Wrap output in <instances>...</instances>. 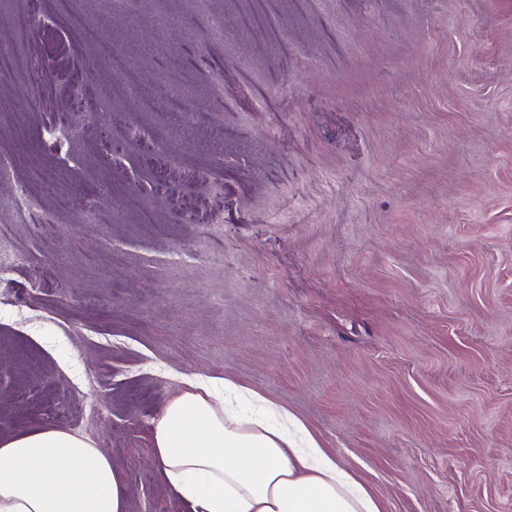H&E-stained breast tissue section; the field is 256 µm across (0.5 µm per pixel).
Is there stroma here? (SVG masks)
<instances>
[{
  "label": "stroma",
  "instance_id": "1",
  "mask_svg": "<svg viewBox=\"0 0 512 512\" xmlns=\"http://www.w3.org/2000/svg\"><path fill=\"white\" fill-rule=\"evenodd\" d=\"M37 2L29 37L0 0V437L79 432L125 512H192L152 424L183 377H228L380 512H512V0H282L278 31L229 41L193 0ZM99 53L111 63L113 70L118 74L120 91L133 95L142 112H153L156 108V97L141 89L136 76L128 70L121 53L116 51L112 44H102L99 47ZM131 89H135L136 92L132 93Z\"/></svg>",
  "mask_w": 512,
  "mask_h": 512
}]
</instances>
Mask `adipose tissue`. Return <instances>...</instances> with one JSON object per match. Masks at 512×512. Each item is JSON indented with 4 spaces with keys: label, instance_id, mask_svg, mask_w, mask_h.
I'll list each match as a JSON object with an SVG mask.
<instances>
[{
    "label": "adipose tissue",
    "instance_id": "adipose-tissue-1",
    "mask_svg": "<svg viewBox=\"0 0 512 512\" xmlns=\"http://www.w3.org/2000/svg\"><path fill=\"white\" fill-rule=\"evenodd\" d=\"M223 391L189 384L153 423L154 456L193 512H380L367 489L306 426L256 397L240 416ZM111 457L81 434L34 428L0 439V512H124Z\"/></svg>",
    "mask_w": 512,
    "mask_h": 512
}]
</instances>
